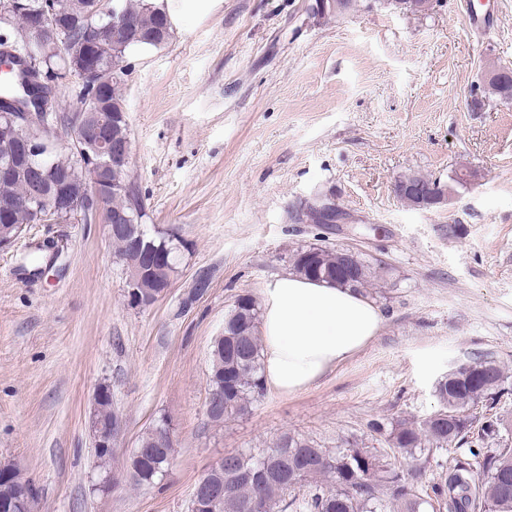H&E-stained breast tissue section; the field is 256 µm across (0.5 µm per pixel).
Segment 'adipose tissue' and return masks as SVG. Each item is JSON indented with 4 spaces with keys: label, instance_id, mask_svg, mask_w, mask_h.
<instances>
[{
    "label": "adipose tissue",
    "instance_id": "adipose-tissue-1",
    "mask_svg": "<svg viewBox=\"0 0 512 512\" xmlns=\"http://www.w3.org/2000/svg\"><path fill=\"white\" fill-rule=\"evenodd\" d=\"M384 322L363 293L296 274L265 288L260 324L267 384L279 393L303 391L363 349Z\"/></svg>",
    "mask_w": 512,
    "mask_h": 512
}]
</instances>
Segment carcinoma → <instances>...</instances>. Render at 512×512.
<instances>
[{
    "label": "carcinoma",
    "instance_id": "carcinoma-1",
    "mask_svg": "<svg viewBox=\"0 0 512 512\" xmlns=\"http://www.w3.org/2000/svg\"><path fill=\"white\" fill-rule=\"evenodd\" d=\"M30 6L51 16L77 36L87 15L108 21L101 12V0H28ZM136 27L140 38L105 42L100 54L112 62L117 80L109 93L112 111L124 112L125 58L136 48H160L172 37L167 15L156 10L151 0H113ZM55 169L72 171L84 177L75 156L57 153ZM27 193L23 176L0 181V198L22 199ZM145 239L164 252L166 265L176 273L177 246L172 240L144 233ZM336 251L318 246L300 248L292 255L293 270L315 281L336 283ZM356 276L343 284L364 292L381 280V267L362 256L354 260ZM260 312L249 295H240L224 317L223 337L211 347L210 382L213 401L224 410L210 419L221 422L227 416L248 413L253 402L264 396L266 385L261 363L259 336ZM482 377L469 380L454 373L441 378L435 387L441 408L419 423L402 421L387 436L389 449L416 461L411 468H399L389 453L377 448H318L310 439L295 434L283 435L275 446L255 455L237 452L224 460V472L214 477L224 483L223 512H253L251 504L260 502L264 512H512V448L488 447L500 419L493 414L480 426L466 411L479 403L498 404L507 393V376L493 359H480ZM134 449L141 457H131L138 483L153 484L165 473L156 457H170L172 442L156 444L153 432L140 438ZM467 446L461 457L440 460L436 481L422 486L425 465L419 462L424 452L442 454L448 445Z\"/></svg>",
    "mask_w": 512,
    "mask_h": 512
}]
</instances>
